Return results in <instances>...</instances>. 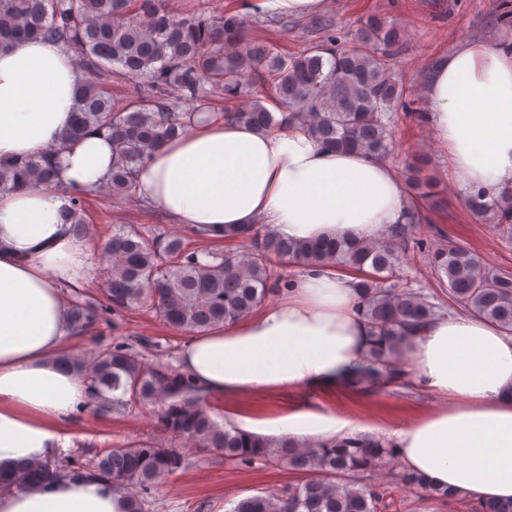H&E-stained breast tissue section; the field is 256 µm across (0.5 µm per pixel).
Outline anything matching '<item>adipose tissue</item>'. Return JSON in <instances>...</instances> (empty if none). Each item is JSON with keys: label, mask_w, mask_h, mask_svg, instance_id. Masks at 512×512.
Here are the masks:
<instances>
[{"label": "adipose tissue", "mask_w": 512, "mask_h": 512, "mask_svg": "<svg viewBox=\"0 0 512 512\" xmlns=\"http://www.w3.org/2000/svg\"><path fill=\"white\" fill-rule=\"evenodd\" d=\"M83 73L71 53L38 39L0 48V157L59 149L58 184L0 194V472L51 454L88 406L82 378L58 357L74 336L65 289L95 276L87 239L63 215L70 192L103 182L112 142L87 133L61 148ZM427 120L462 187L488 198L512 189V39L471 41L441 58L424 87ZM135 194L170 221L219 230L270 225L297 241L374 239L412 210L386 160L324 147L304 133H265L197 113L155 151ZM362 275L305 268L280 300L190 336L177 366L203 396L235 400L349 385L369 330L356 311ZM418 380L450 405L396 430L397 455L432 485L484 501L512 500V335L470 316L419 332ZM272 434L355 436L364 425L317 410L269 423ZM106 483L80 477L0 494V512H125Z\"/></svg>", "instance_id": "adipose-tissue-1"}]
</instances>
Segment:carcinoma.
I'll return each instance as SVG.
<instances>
[{
    "mask_svg": "<svg viewBox=\"0 0 512 512\" xmlns=\"http://www.w3.org/2000/svg\"><path fill=\"white\" fill-rule=\"evenodd\" d=\"M162 2L0 0V45L29 36L57 41L86 73L75 99L76 124L61 146L91 130L112 140V170L99 190L114 198L135 190L151 154L182 135L200 105L218 118L229 114L262 131L302 132L380 159L393 154L397 111L414 103V88L394 71L401 34L383 18L367 17L344 44L330 21L317 20L324 37L286 57L268 41L246 39L248 20L215 12L212 0H196L194 9L182 14ZM114 76L144 77L146 83L116 100ZM219 101L224 107H217ZM56 170L52 152L0 158V193L53 187ZM86 195L79 189L71 196L69 223L77 234L85 230ZM465 206L512 242V190L492 201L473 191ZM421 224L415 212L408 223L392 225L375 240L333 236L301 242L267 224L226 225L220 237L232 246L223 251L208 246V229L190 230L189 239L158 225L119 224L104 246L110 264L101 299L76 296L72 324L82 335L107 314L140 307L176 331L206 332L256 311L275 284L276 266L286 260L302 267L341 265L364 272L356 310L370 331L365 365L352 386L380 387L401 377L396 365L410 352L413 332L442 315V306L429 296L400 288L401 254L423 244L415 237ZM428 262L464 313L512 333V277L491 271L451 242L433 251ZM149 346L143 338L116 341L88 358L68 353L62 359L87 384L94 414H127L158 404L157 426L170 440L127 441L88 458L53 453L0 477V493L24 491L46 479L93 476L123 493L126 512H146L159 477L190 465L171 442L178 438L238 464L277 461L303 474L279 494L239 500L231 512H385L390 506L387 490L376 489L367 477L394 457L393 448L367 436L310 444L226 429L178 369L147 362ZM394 480L430 498H459L407 470L395 473Z\"/></svg>",
    "mask_w": 512,
    "mask_h": 512,
    "instance_id": "1",
    "label": "carcinoma"
}]
</instances>
